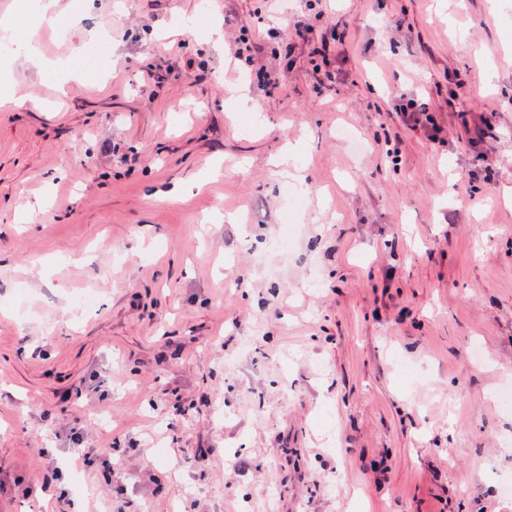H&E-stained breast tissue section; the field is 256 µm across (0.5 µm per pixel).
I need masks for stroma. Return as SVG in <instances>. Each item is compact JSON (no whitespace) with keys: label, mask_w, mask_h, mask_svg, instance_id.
I'll list each match as a JSON object with an SVG mask.
<instances>
[{"label":"stroma","mask_w":512,"mask_h":512,"mask_svg":"<svg viewBox=\"0 0 512 512\" xmlns=\"http://www.w3.org/2000/svg\"><path fill=\"white\" fill-rule=\"evenodd\" d=\"M57 8L112 65L0 62V512H512V0ZM399 104L395 105L394 112L400 114L402 122L412 130H423L430 133L429 137L435 140L441 131L440 125L435 121L429 103L418 98H405L401 96Z\"/></svg>","instance_id":"35a3bbf8"}]
</instances>
